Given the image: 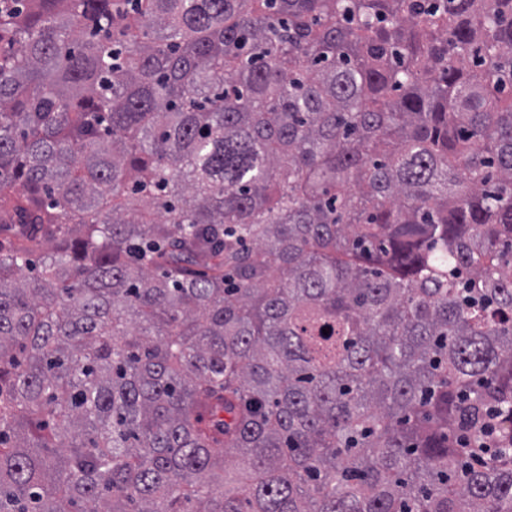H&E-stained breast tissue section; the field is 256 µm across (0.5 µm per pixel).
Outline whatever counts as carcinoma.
Here are the masks:
<instances>
[{
    "label": "carcinoma",
    "mask_w": 512,
    "mask_h": 512,
    "mask_svg": "<svg viewBox=\"0 0 512 512\" xmlns=\"http://www.w3.org/2000/svg\"><path fill=\"white\" fill-rule=\"evenodd\" d=\"M0 512H512V0H0Z\"/></svg>",
    "instance_id": "1"
}]
</instances>
